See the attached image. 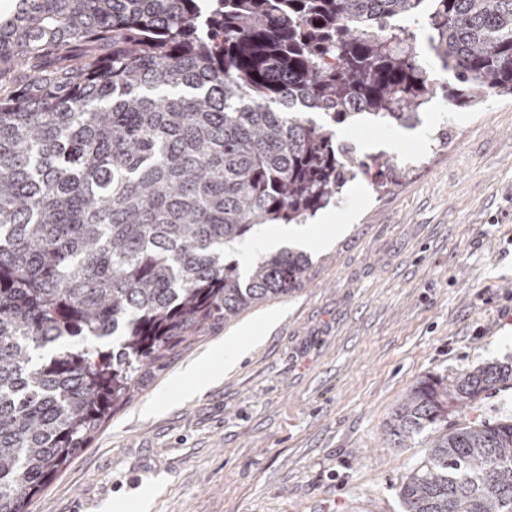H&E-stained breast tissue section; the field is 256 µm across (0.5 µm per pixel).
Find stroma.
I'll use <instances>...</instances> for the list:
<instances>
[{"mask_svg": "<svg viewBox=\"0 0 512 512\" xmlns=\"http://www.w3.org/2000/svg\"><path fill=\"white\" fill-rule=\"evenodd\" d=\"M417 67L443 85L418 129L340 125L357 158L395 156L403 177L358 175L324 210L311 281L198 334L111 408L90 445L29 512H403L400 478L425 454L386 424L422 378L512 363V101L455 106L454 73L425 15L399 18ZM276 315L203 393L179 374ZM512 412V388L449 414L452 427Z\"/></svg>", "mask_w": 512, "mask_h": 512, "instance_id": "1", "label": "stroma"}]
</instances>
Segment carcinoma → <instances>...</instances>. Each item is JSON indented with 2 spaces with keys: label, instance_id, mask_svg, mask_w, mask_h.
Instances as JSON below:
<instances>
[{
  "label": "carcinoma",
  "instance_id": "obj_1",
  "mask_svg": "<svg viewBox=\"0 0 512 512\" xmlns=\"http://www.w3.org/2000/svg\"><path fill=\"white\" fill-rule=\"evenodd\" d=\"M423 12L459 106L512 98V0H18L0 22V512H28L147 368L310 281L303 251L243 269L224 245L396 171L336 125L416 119L436 82L390 20ZM511 381L490 364L410 389L388 423L400 448L427 442L405 512H512V414L448 428Z\"/></svg>",
  "mask_w": 512,
  "mask_h": 512
}]
</instances>
